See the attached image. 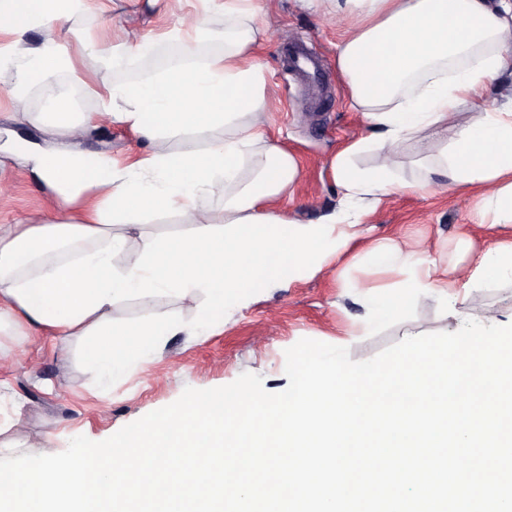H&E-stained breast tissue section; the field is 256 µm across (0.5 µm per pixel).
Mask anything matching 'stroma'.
Here are the masks:
<instances>
[{
	"label": "stroma",
	"instance_id": "35a3bbf8",
	"mask_svg": "<svg viewBox=\"0 0 512 512\" xmlns=\"http://www.w3.org/2000/svg\"><path fill=\"white\" fill-rule=\"evenodd\" d=\"M113 10L75 15L69 37L79 49L80 72L70 87L75 112H94L98 90L118 72L81 48L84 37L103 39L134 27L160 33L173 16L154 13L147 0H114ZM270 38L259 51L275 99L269 131L301 162L296 197L289 214L317 219L338 205L328 160L349 139L364 135L360 113L350 110L336 70L341 28L301 0H263ZM310 44L323 80L314 84L288 68L285 44ZM478 193H395L364 219L366 231L350 251L312 275L284 288L260 290L251 301L229 308L224 324L206 336L168 337L144 368L114 374L102 385L83 360L75 337L0 335V456L55 454L79 435L102 441L123 426L176 401L184 388L206 389L232 383L242 373L261 376L266 391L284 390V351L307 338L348 348L351 360H366L403 338L454 332L465 320L485 321L495 313L500 325L512 323V281L497 280L467 297H439L425 306L361 330L370 310L368 288L389 286L396 272L377 270L367 253L379 240L407 241L427 249L437 270L468 271L465 252H479L490 241L476 216ZM54 205L33 181L9 169L0 171V224H35Z\"/></svg>",
	"mask_w": 512,
	"mask_h": 512
}]
</instances>
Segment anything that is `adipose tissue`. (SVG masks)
<instances>
[{
  "instance_id": "obj_1",
  "label": "adipose tissue",
  "mask_w": 512,
  "mask_h": 512,
  "mask_svg": "<svg viewBox=\"0 0 512 512\" xmlns=\"http://www.w3.org/2000/svg\"><path fill=\"white\" fill-rule=\"evenodd\" d=\"M343 20L336 67L350 107L369 133L331 159L341 194L338 210L319 221L288 216L300 163L266 131L273 91L257 59L265 14L255 0H196L189 25L160 36L129 29L93 43L103 65L154 66L99 92L101 109L73 115L66 87L46 111L30 112L28 93L47 75H72L76 57L62 34L86 0H0V72L13 73L7 92L16 125L41 124L39 140L5 146L12 169L53 197L54 216L38 224L0 225V331L77 336L98 376L133 369L165 337L202 336L223 325L224 310L265 288H279L319 271L348 252L361 219L393 191L475 188L478 214L489 230L512 224V107L490 109L486 92L512 75V0H309ZM224 10V44L208 42L214 8ZM41 38L29 43L27 34ZM171 48L158 55L160 44ZM475 121L454 126L462 105ZM130 132L124 159L88 151L77 130L101 121ZM453 138L434 155L441 133ZM414 141L422 169L401 179L395 148ZM375 152L368 167L357 159ZM219 196L220 210L208 202ZM176 216L186 228L160 232L153 222ZM372 263L404 279L375 298L370 318L398 316L455 288L512 278V241H492L473 255L466 280L440 279L427 254L379 242ZM176 302L173 310L164 301ZM136 303L139 318L117 321L116 308Z\"/></svg>"
}]
</instances>
